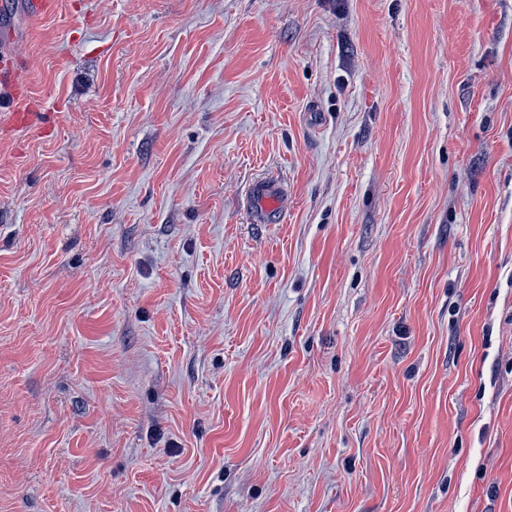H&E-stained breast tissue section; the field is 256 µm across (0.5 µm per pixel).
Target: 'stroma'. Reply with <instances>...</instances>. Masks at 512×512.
<instances>
[{
    "label": "stroma",
    "instance_id": "1",
    "mask_svg": "<svg viewBox=\"0 0 512 512\" xmlns=\"http://www.w3.org/2000/svg\"><path fill=\"white\" fill-rule=\"evenodd\" d=\"M18 2L0 512H512V0ZM250 203L261 218L279 214L285 204V192L276 182H257L250 189Z\"/></svg>",
    "mask_w": 512,
    "mask_h": 512
}]
</instances>
